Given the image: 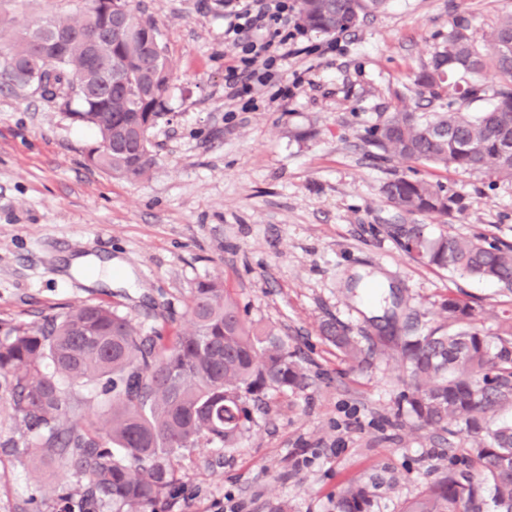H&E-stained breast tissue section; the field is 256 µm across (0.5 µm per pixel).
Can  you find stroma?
Masks as SVG:
<instances>
[{
    "label": "stroma",
    "instance_id": "1",
    "mask_svg": "<svg viewBox=\"0 0 512 512\" xmlns=\"http://www.w3.org/2000/svg\"><path fill=\"white\" fill-rule=\"evenodd\" d=\"M84 0H0V52L22 25L75 15ZM156 24L174 71L164 116L150 131L149 179L126 181L91 167L94 129L33 89L0 85V341L81 304L115 306L143 333L186 330L195 283L223 280L257 327L295 351L303 387L271 391L239 444L200 443L174 461L181 492L169 512H336L351 483L372 493L371 512H401L448 471L470 439L412 425L397 414L411 380L395 350L406 324L441 321L451 295L495 334L512 298L491 281L421 263L397 244L404 223L382 186L417 174L459 192L453 218L415 216L431 234L512 244V184L384 162L366 127L416 100L413 76L454 23L483 42L512 0H389L348 32L296 38L286 98L254 110L224 98L237 64L224 41V0H133ZM117 259L112 282L67 271L73 256ZM344 326L369 351L357 365L320 332ZM77 419H97V383H59ZM33 437L0 377V512H64L56 468L35 476Z\"/></svg>",
    "mask_w": 512,
    "mask_h": 512
}]
</instances>
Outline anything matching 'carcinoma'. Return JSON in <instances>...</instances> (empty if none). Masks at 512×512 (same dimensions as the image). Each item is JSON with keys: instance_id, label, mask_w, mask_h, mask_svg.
Masks as SVG:
<instances>
[{"instance_id": "obj_1", "label": "carcinoma", "mask_w": 512, "mask_h": 512, "mask_svg": "<svg viewBox=\"0 0 512 512\" xmlns=\"http://www.w3.org/2000/svg\"><path fill=\"white\" fill-rule=\"evenodd\" d=\"M99 0L73 17H46L26 25L3 60L0 76L30 85L43 73L41 96L60 102L70 118L93 127L96 145L89 165L127 180L147 178L155 164L149 130L164 110L173 71L151 20L130 0H112L126 16L120 41L100 46L112 58V74L124 81L112 96L87 93L86 37L102 23ZM387 0H298L304 27L323 34L347 32L360 18L380 12ZM68 31L66 51L48 62L40 57L52 32ZM490 72L498 78L496 100L484 112L466 111L483 86L456 85L458 101L444 98L447 77ZM418 101L365 129L364 139L398 157L469 175L512 183V12L477 44L468 27L455 25L430 61L415 74ZM402 214L451 218L464 211L463 197L441 182L395 174L382 187ZM399 247L427 265L461 277L496 282L512 294V245L458 234L432 236L426 225L414 235H396ZM444 324L426 332L407 327L398 353L412 380L400 396L399 413L424 426L455 425L472 441L469 454L481 478L451 462L448 474L402 512H512V424L488 422L512 403V317L502 319L490 338L474 326V308L450 297L441 305ZM190 328L152 336L118 309L82 304L36 329L17 328L0 341V375L10 378L15 410L36 432L42 459L86 478L79 491L82 512L110 503L120 512H164L175 495V455L206 439L236 445L254 422L253 413L269 390L295 389L306 378L296 353L271 330L261 331L242 314L237 300L218 279L198 282L191 291ZM322 335L352 362L363 350L334 321ZM54 372H44L46 363ZM73 384L102 383L107 408L101 420L69 418L58 378ZM365 485L348 488L336 512H370Z\"/></svg>"}]
</instances>
